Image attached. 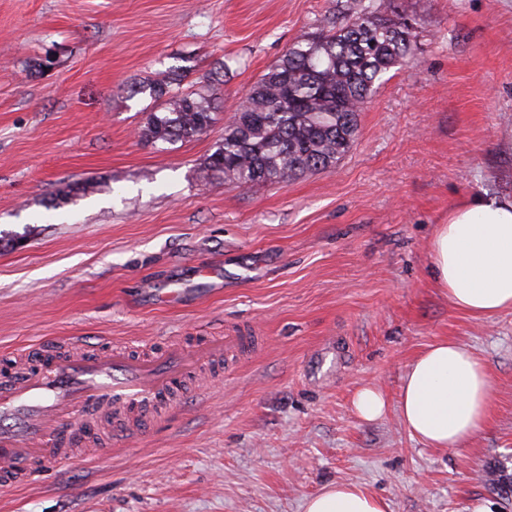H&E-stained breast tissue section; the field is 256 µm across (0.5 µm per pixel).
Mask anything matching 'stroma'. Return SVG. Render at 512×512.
<instances>
[{
	"label": "stroma",
	"instance_id": "stroma-1",
	"mask_svg": "<svg viewBox=\"0 0 512 512\" xmlns=\"http://www.w3.org/2000/svg\"><path fill=\"white\" fill-rule=\"evenodd\" d=\"M412 54L334 167L251 189L204 159L254 82L338 0H0V368L79 336L145 355L241 329L176 414L20 487L0 512H303L336 482L391 512H512V310L480 320L435 287L451 206L512 193V0H403ZM207 87L203 135H138L174 72ZM180 288L179 303L151 289ZM453 339L484 362L494 415L427 448L396 399L413 358ZM372 385L390 404L367 422ZM356 414L363 420L371 421L381 417L387 408L386 396L370 386L360 388L352 399Z\"/></svg>",
	"mask_w": 512,
	"mask_h": 512
}]
</instances>
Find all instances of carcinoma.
Listing matches in <instances>:
<instances>
[{"label": "carcinoma", "mask_w": 512, "mask_h": 512, "mask_svg": "<svg viewBox=\"0 0 512 512\" xmlns=\"http://www.w3.org/2000/svg\"><path fill=\"white\" fill-rule=\"evenodd\" d=\"M408 20L395 0H348L330 29L301 35L253 85L204 168L251 189L336 165L357 140L359 112L410 50ZM180 83L142 86L164 103L141 138L164 145L208 130L211 100Z\"/></svg>", "instance_id": "carcinoma-1"}]
</instances>
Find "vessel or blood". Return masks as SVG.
<instances>
[{
  "label": "vessel or blood",
  "instance_id": "1",
  "mask_svg": "<svg viewBox=\"0 0 512 512\" xmlns=\"http://www.w3.org/2000/svg\"><path fill=\"white\" fill-rule=\"evenodd\" d=\"M240 331L208 337L196 350L168 347L136 359L122 352L91 356L79 342L70 353H51L0 380V486L26 484L72 460L70 435L76 415H116L117 426L139 429L149 417H164L181 382L198 366L244 350Z\"/></svg>",
  "mask_w": 512,
  "mask_h": 512
}]
</instances>
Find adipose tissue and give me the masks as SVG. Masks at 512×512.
<instances>
[{
	"label": "adipose tissue",
	"mask_w": 512,
	"mask_h": 512,
	"mask_svg": "<svg viewBox=\"0 0 512 512\" xmlns=\"http://www.w3.org/2000/svg\"><path fill=\"white\" fill-rule=\"evenodd\" d=\"M429 250L434 282L449 303L478 319L512 309V194L478 195L449 209ZM398 408L425 446L464 447L493 416L488 372L467 346L435 342L406 370ZM304 512H390V505L361 485L338 482L308 498Z\"/></svg>",
	"instance_id": "ef3b65f1"
}]
</instances>
